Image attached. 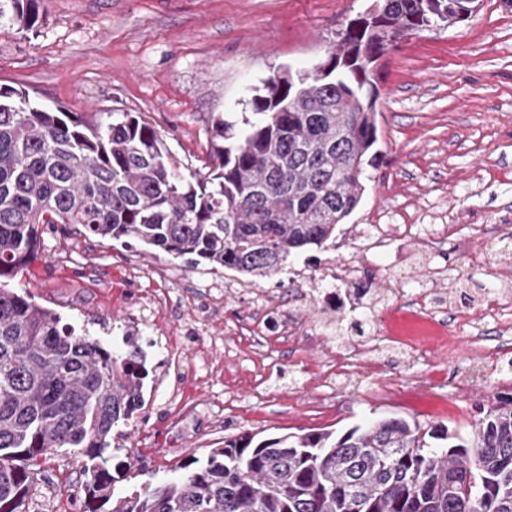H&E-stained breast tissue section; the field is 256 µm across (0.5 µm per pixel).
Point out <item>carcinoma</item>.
<instances>
[{
    "label": "carcinoma",
    "instance_id": "carcinoma-1",
    "mask_svg": "<svg viewBox=\"0 0 512 512\" xmlns=\"http://www.w3.org/2000/svg\"><path fill=\"white\" fill-rule=\"evenodd\" d=\"M38 3L0 0V30L39 29ZM479 4L369 0L325 60L302 73L280 66L254 88L245 134L218 121L229 144L206 175L184 173L127 112L89 122L0 87V512H26L40 463L61 448L92 461L83 512H512V398L490 406L468 441L396 417L339 437H243L175 480L117 495L105 452L142 402L141 355L112 353L6 284L37 257L42 224L258 279L327 247L378 164L381 58Z\"/></svg>",
    "mask_w": 512,
    "mask_h": 512
}]
</instances>
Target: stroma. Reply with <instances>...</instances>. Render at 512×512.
<instances>
[{
  "mask_svg": "<svg viewBox=\"0 0 512 512\" xmlns=\"http://www.w3.org/2000/svg\"><path fill=\"white\" fill-rule=\"evenodd\" d=\"M365 0H41L43 25L0 32V87L93 121L129 112L155 129L188 167L209 172L222 138L216 120L246 132L243 102L276 67L311 69L324 60L342 23ZM380 163L358 208L336 230L337 245L294 264L319 273L324 260L347 255L355 224H452L472 240L470 252L429 253L425 232L364 253L380 305L394 307L366 362L328 372L336 349L358 330L339 323L296 349L251 345L225 372L258 367L266 394L224 397L223 375L207 374L193 345L162 343L148 351L144 402L109 438L112 462L129 463L138 485L177 478L191 458H207L225 441L324 430L344 433L387 417L443 424L469 437L484 408L512 397V331L491 323L478 335L435 338L409 314L421 289L455 294L471 307L492 296L498 240L512 236V0H482L468 21L399 40L376 73ZM449 280L429 283L428 266ZM242 294L212 299L213 282ZM10 287L58 314L78 333L127 353L143 289L155 288V331L174 335L205 319L212 335L252 319L247 281L223 267L188 266L162 250L79 234L71 224L42 227L39 257ZM84 456L59 449L44 464L27 512H82Z\"/></svg>",
  "mask_w": 512,
  "mask_h": 512,
  "instance_id": "35a3bbf8",
  "label": "stroma"
}]
</instances>
